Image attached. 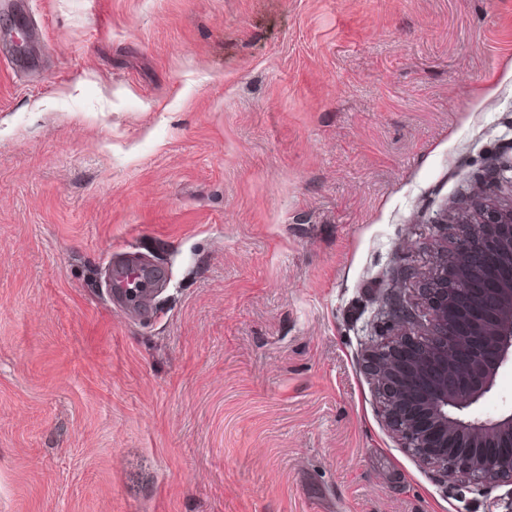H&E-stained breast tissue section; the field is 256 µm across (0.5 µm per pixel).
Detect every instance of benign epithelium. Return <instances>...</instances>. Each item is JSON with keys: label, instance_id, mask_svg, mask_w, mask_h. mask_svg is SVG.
<instances>
[{"label": "benign epithelium", "instance_id": "obj_1", "mask_svg": "<svg viewBox=\"0 0 512 512\" xmlns=\"http://www.w3.org/2000/svg\"><path fill=\"white\" fill-rule=\"evenodd\" d=\"M512 197V142L481 191ZM421 303L393 295L384 319L400 327L375 358L388 425L445 482L480 492L512 483V412L494 420L453 414L477 403L512 362V203L459 217L453 246L419 278Z\"/></svg>", "mask_w": 512, "mask_h": 512}]
</instances>
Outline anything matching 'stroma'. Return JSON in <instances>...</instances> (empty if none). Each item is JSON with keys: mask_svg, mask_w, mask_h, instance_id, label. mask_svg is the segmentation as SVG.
Instances as JSON below:
<instances>
[{"mask_svg": "<svg viewBox=\"0 0 512 512\" xmlns=\"http://www.w3.org/2000/svg\"><path fill=\"white\" fill-rule=\"evenodd\" d=\"M2 39L0 512H504L367 351L512 141V0H10ZM511 412L506 368L465 414Z\"/></svg>", "mask_w": 512, "mask_h": 512, "instance_id": "35a3bbf8", "label": "stroma"}]
</instances>
